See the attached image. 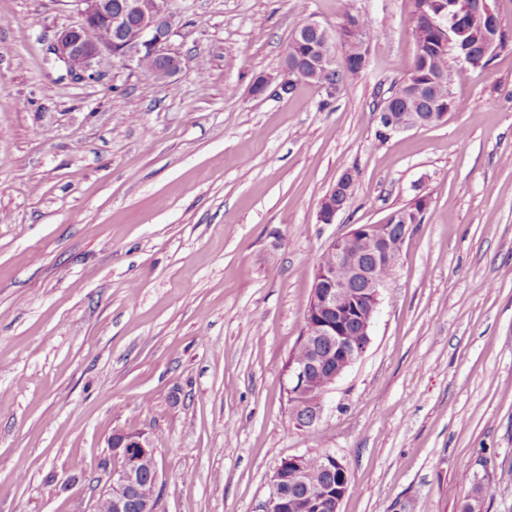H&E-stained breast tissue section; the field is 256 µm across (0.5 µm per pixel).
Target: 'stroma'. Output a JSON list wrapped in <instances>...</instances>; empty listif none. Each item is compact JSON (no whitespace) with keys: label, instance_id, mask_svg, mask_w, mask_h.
I'll use <instances>...</instances> for the list:
<instances>
[{"label":"stroma","instance_id":"obj_1","mask_svg":"<svg viewBox=\"0 0 512 512\" xmlns=\"http://www.w3.org/2000/svg\"><path fill=\"white\" fill-rule=\"evenodd\" d=\"M369 14L335 99L278 78L294 30ZM157 81L47 60L73 0H0V512H94L114 430L151 433L159 512H256L281 460L330 453L340 512H512V40L456 67L466 110L376 139L413 0H167ZM356 182L333 223L319 204ZM425 196L362 358L297 428L290 355L336 236ZM355 174L353 171H344L330 192H337V198L332 200L330 193L320 203L318 221L322 224L333 223L336 215L348 204L349 190L353 187ZM346 187V188H345Z\"/></svg>","mask_w":512,"mask_h":512}]
</instances>
